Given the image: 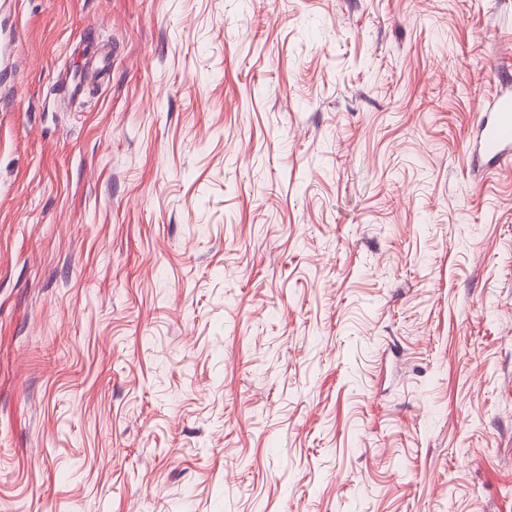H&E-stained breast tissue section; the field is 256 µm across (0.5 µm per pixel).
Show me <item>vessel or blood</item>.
Here are the masks:
<instances>
[{
    "mask_svg": "<svg viewBox=\"0 0 512 512\" xmlns=\"http://www.w3.org/2000/svg\"><path fill=\"white\" fill-rule=\"evenodd\" d=\"M480 122L472 131L473 155L497 162L512 154V89L501 88L492 98L480 101Z\"/></svg>",
    "mask_w": 512,
    "mask_h": 512,
    "instance_id": "b4317fda",
    "label": "vessel or blood"
}]
</instances>
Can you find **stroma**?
I'll use <instances>...</instances> for the list:
<instances>
[{
    "mask_svg": "<svg viewBox=\"0 0 512 512\" xmlns=\"http://www.w3.org/2000/svg\"><path fill=\"white\" fill-rule=\"evenodd\" d=\"M0 512H512V0H6ZM478 110L484 112L472 131L473 156L499 162L512 154V91L508 85L489 100H482Z\"/></svg>",
    "mask_w": 512,
    "mask_h": 512,
    "instance_id": "obj_1",
    "label": "stroma"
}]
</instances>
